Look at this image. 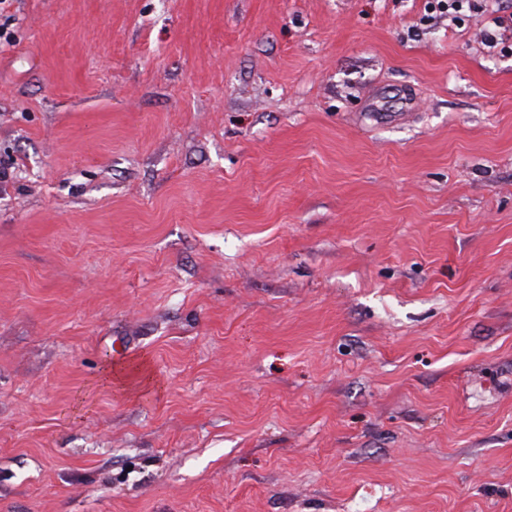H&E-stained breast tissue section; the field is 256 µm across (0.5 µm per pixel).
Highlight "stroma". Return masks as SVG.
I'll return each instance as SVG.
<instances>
[{
  "instance_id": "obj_1",
  "label": "stroma",
  "mask_w": 512,
  "mask_h": 512,
  "mask_svg": "<svg viewBox=\"0 0 512 512\" xmlns=\"http://www.w3.org/2000/svg\"><path fill=\"white\" fill-rule=\"evenodd\" d=\"M495 11L13 0L0 512H512Z\"/></svg>"
}]
</instances>
